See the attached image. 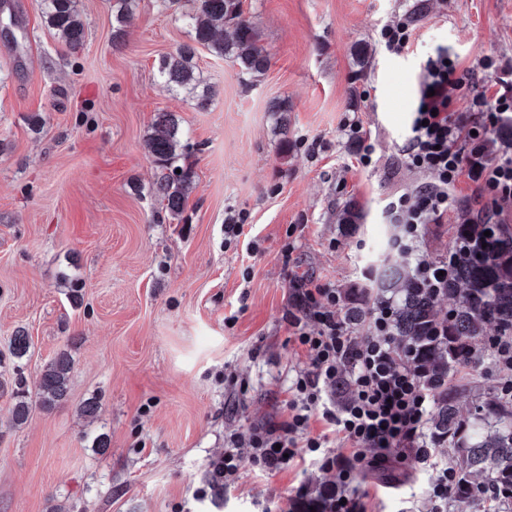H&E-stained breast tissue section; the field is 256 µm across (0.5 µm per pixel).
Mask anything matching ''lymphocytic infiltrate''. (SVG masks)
I'll list each match as a JSON object with an SVG mask.
<instances>
[{
    "label": "lymphocytic infiltrate",
    "mask_w": 512,
    "mask_h": 512,
    "mask_svg": "<svg viewBox=\"0 0 512 512\" xmlns=\"http://www.w3.org/2000/svg\"><path fill=\"white\" fill-rule=\"evenodd\" d=\"M496 68L494 58L488 57L479 61L477 70H458L444 48L427 60L401 162L427 173L430 180L414 193L389 198L382 210L386 223L397 229L395 249L413 259L417 282L437 294L446 286L443 272L448 265L426 258L419 243L424 226L443 223L454 207L449 185L462 179L472 184V198L481 202L486 223L512 220L501 208L502 202L512 199V150L493 154L486 148L488 134L512 112V83L498 78ZM479 70L492 89L478 87ZM456 93L467 101L464 110L451 107ZM339 303V294L329 285L298 288L285 320L309 366L296 370L288 387L291 414L281 422L254 426L246 435H226L223 455L211 464L213 472L229 487L238 482L243 466L269 473L288 466L304 448L315 455L321 470L336 469L342 475L343 484L330 496L327 512H367L369 493L355 483L367 455L379 463L392 456H411L435 472L429 490L431 512H447L456 473L438 461L426 433L434 387L426 381L414 351L394 335L392 299L371 302L365 334L359 338L347 330ZM340 386L348 394L341 405L334 399ZM314 410L327 427L315 436L308 432ZM333 434L349 443L348 453L328 451Z\"/></svg>",
    "instance_id": "1"
}]
</instances>
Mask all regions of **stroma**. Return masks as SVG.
I'll use <instances>...</instances> for the list:
<instances>
[{
  "instance_id": "1",
  "label": "stroma",
  "mask_w": 512,
  "mask_h": 512,
  "mask_svg": "<svg viewBox=\"0 0 512 512\" xmlns=\"http://www.w3.org/2000/svg\"><path fill=\"white\" fill-rule=\"evenodd\" d=\"M0 28V359L35 381L59 351L73 361L65 400L13 428L0 397V512H297L298 490L340 485L312 454L271 475L244 468L234 487L193 492L224 437L287 419L286 389L308 359L284 317L293 275L350 299L390 255L395 194L429 182L398 166L428 58L459 69L486 55L512 68V0H243L270 62L257 82L199 49L217 96L206 110L154 75L190 42L179 9L137 0L124 43L110 0H79L86 40L70 52L38 0H13ZM415 12L407 49L378 30ZM288 103L280 130L272 101ZM174 113L196 146L195 188L179 217L151 194L159 168L147 136ZM44 126L33 132L30 118ZM359 121L372 163L344 126ZM356 220H338L344 208ZM244 214L240 238L224 224ZM80 279L83 303L68 299ZM30 348L11 360L9 340ZM512 371L489 349L452 378L462 416L502 398ZM98 397L97 419L81 416ZM108 446H91L97 434ZM371 512H427L432 472L413 458L366 469Z\"/></svg>"
}]
</instances>
